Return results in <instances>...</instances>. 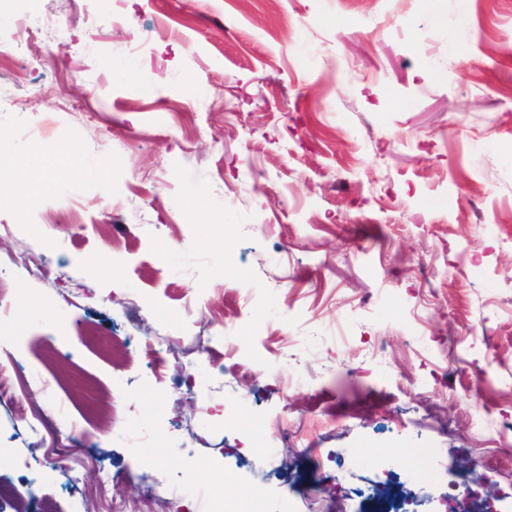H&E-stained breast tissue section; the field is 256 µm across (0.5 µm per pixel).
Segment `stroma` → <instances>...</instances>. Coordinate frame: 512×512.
<instances>
[{"instance_id": "1", "label": "stroma", "mask_w": 512, "mask_h": 512, "mask_svg": "<svg viewBox=\"0 0 512 512\" xmlns=\"http://www.w3.org/2000/svg\"><path fill=\"white\" fill-rule=\"evenodd\" d=\"M1 139L80 158L0 208L30 502L201 512L219 462L240 508L512 512V0H15ZM460 497L466 498L468 500H478L480 499L479 487L471 484H463L454 487H448V490H444L440 493V498L442 503L445 506L444 512H455L453 507H450L448 510V504L457 502Z\"/></svg>"}]
</instances>
